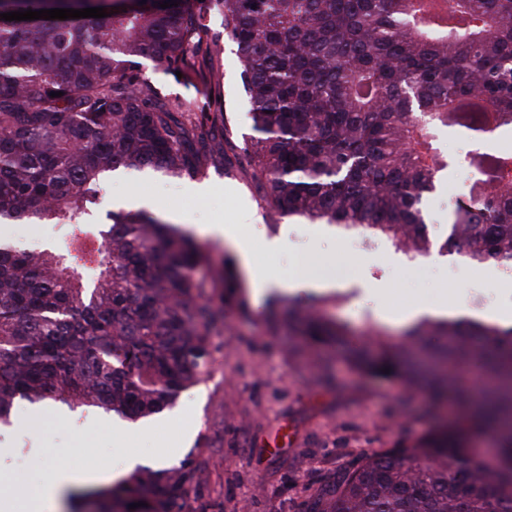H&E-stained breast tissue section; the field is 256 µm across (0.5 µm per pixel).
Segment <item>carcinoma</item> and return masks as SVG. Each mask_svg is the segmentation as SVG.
<instances>
[{"label": "carcinoma", "mask_w": 512, "mask_h": 512, "mask_svg": "<svg viewBox=\"0 0 512 512\" xmlns=\"http://www.w3.org/2000/svg\"><path fill=\"white\" fill-rule=\"evenodd\" d=\"M164 2L0 0V13H107L0 18V224L70 228L39 252L0 243V427L23 399L146 418L213 362L211 327L238 287L233 260L224 256L217 304L215 285L197 276L207 252L184 230L144 212L84 220L115 173L207 170L187 146L224 121L220 61H197L216 38L213 16L239 53L253 131L242 152L271 215L365 228L425 257L424 198L459 165L435 132L475 127L494 140L512 126V0H455L447 27L420 24L424 0ZM143 56L199 76L204 101L161 98L136 65ZM464 161L477 178L448 214L443 248L512 263V152L480 146ZM294 315L302 341L460 408L454 424L367 456L311 512H512V326L425 318L367 344L317 298ZM422 352L437 365L429 377ZM486 435L497 440L495 467L472 453ZM201 473L189 454L68 499L75 512H189Z\"/></svg>", "instance_id": "carcinoma-1"}]
</instances>
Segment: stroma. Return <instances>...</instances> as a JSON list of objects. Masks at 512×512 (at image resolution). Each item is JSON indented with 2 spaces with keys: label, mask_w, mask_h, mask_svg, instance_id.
<instances>
[{
  "label": "stroma",
  "mask_w": 512,
  "mask_h": 512,
  "mask_svg": "<svg viewBox=\"0 0 512 512\" xmlns=\"http://www.w3.org/2000/svg\"><path fill=\"white\" fill-rule=\"evenodd\" d=\"M222 60L224 126L206 128L192 143L194 154L211 155L205 175L182 180L129 174L108 184L109 212L145 210L179 225L209 255L199 276L221 272L231 246L209 236L212 224H235L257 269L283 280L299 268L333 279L318 290L328 315L353 332L376 331L400 338L404 316L454 301L493 322L512 315V282L497 264L466 262L441 253L448 235V207L461 193L467 170L454 168L424 201L431 253L410 261L393 244L374 253L355 250L335 226L269 217L263 190L241 152L252 134L248 103L239 82L237 48H214ZM445 263H436V254ZM233 303L213 326L214 360L203 380L175 405L138 424L95 409L59 404H20L14 424L0 429V479L17 487L14 512L41 490L50 462L82 470H121L131 455H195L203 463L192 512H310L312 499L335 486L370 454L423 436L457 408L434 407L424 392L362 375L336 354L300 345L287 328L268 330V303H255L246 275H239Z\"/></svg>",
  "instance_id": "obj_1"
}]
</instances>
